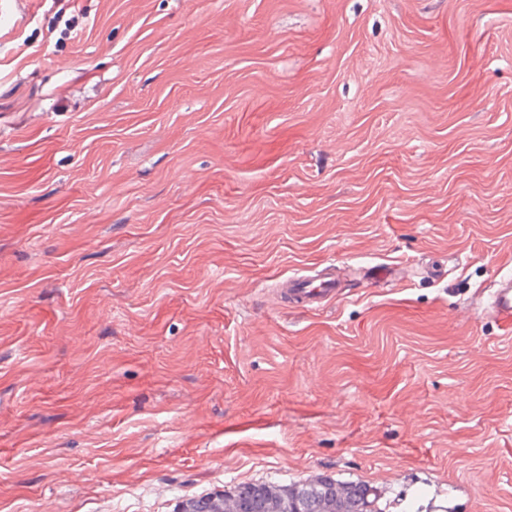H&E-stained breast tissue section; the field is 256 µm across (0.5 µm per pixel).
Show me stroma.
I'll use <instances>...</instances> for the list:
<instances>
[{"label":"stroma","mask_w":512,"mask_h":512,"mask_svg":"<svg viewBox=\"0 0 512 512\" xmlns=\"http://www.w3.org/2000/svg\"><path fill=\"white\" fill-rule=\"evenodd\" d=\"M0 25V512L328 476L512 512V0H25ZM402 264V282L374 281ZM335 266L346 297L280 301ZM487 301L486 309L497 319L505 331H512V277H504L497 283Z\"/></svg>","instance_id":"1"}]
</instances>
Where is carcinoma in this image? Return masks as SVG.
<instances>
[{"instance_id":"carcinoma-1","label":"carcinoma","mask_w":512,"mask_h":512,"mask_svg":"<svg viewBox=\"0 0 512 512\" xmlns=\"http://www.w3.org/2000/svg\"><path fill=\"white\" fill-rule=\"evenodd\" d=\"M381 499L370 485L319 477L289 487L243 485L222 512H388Z\"/></svg>"}]
</instances>
